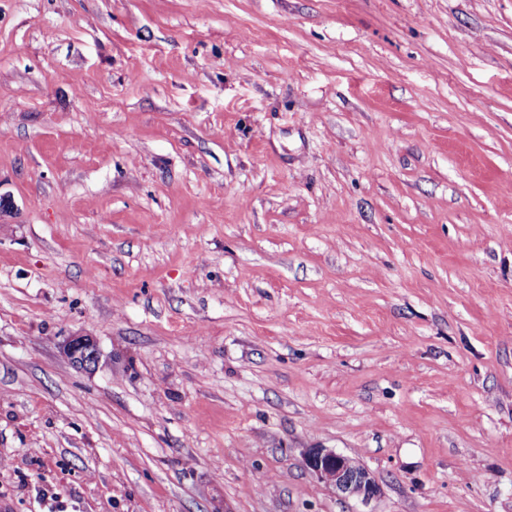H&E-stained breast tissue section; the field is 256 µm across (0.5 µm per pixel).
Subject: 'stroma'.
I'll return each mask as SVG.
<instances>
[{"label":"stroma","instance_id":"35a3bbf8","mask_svg":"<svg viewBox=\"0 0 512 512\" xmlns=\"http://www.w3.org/2000/svg\"><path fill=\"white\" fill-rule=\"evenodd\" d=\"M54 501L512 512V0H0V512ZM305 465L317 478L347 498L366 502L379 491L370 474L351 458L330 448H311Z\"/></svg>","mask_w":512,"mask_h":512}]
</instances>
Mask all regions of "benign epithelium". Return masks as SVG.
<instances>
[{
	"mask_svg": "<svg viewBox=\"0 0 512 512\" xmlns=\"http://www.w3.org/2000/svg\"><path fill=\"white\" fill-rule=\"evenodd\" d=\"M68 352L83 355L86 363L95 358L89 339L82 336L69 341ZM305 465L320 481L347 498L366 502L378 494V485L370 474L333 449H309L305 454Z\"/></svg>",
	"mask_w": 512,
	"mask_h": 512,
	"instance_id": "1",
	"label": "benign epithelium"
}]
</instances>
